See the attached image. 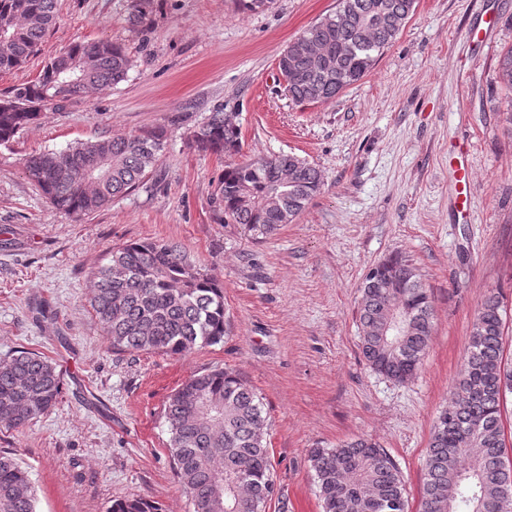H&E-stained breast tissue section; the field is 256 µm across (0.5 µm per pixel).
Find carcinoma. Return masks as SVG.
Masks as SVG:
<instances>
[{"label": "carcinoma", "mask_w": 512, "mask_h": 512, "mask_svg": "<svg viewBox=\"0 0 512 512\" xmlns=\"http://www.w3.org/2000/svg\"><path fill=\"white\" fill-rule=\"evenodd\" d=\"M153 0H131L128 21L147 20ZM57 0H0V70L37 54L57 20ZM415 0H339L288 44L278 67L298 103L336 99V76H365L393 44ZM126 49L105 40L76 42L43 67L38 77L0 99V144L38 120L42 109L82 94L73 80L115 85L128 77ZM498 81L512 89V49L499 59ZM166 131L80 142L65 151L29 156L25 172L56 210L74 217L93 214L142 185L164 147ZM190 146L216 156L240 153L238 128L218 108L193 131ZM322 182L315 166L293 154L255 158L224 167L217 190L224 222L252 237H270L291 223ZM382 274L403 277L390 292L365 277L359 311L360 350L375 372L398 382L412 377L427 352L434 308L417 267L395 252ZM91 307L112 347L175 355L199 344H216L226 329L224 295L217 279L170 242H130L112 251L101 267ZM406 316L405 336L375 332L391 309ZM504 307L492 293L480 304L453 398L441 411L430 439L421 512H512V458L502 405L512 394V363L504 359ZM62 388L57 365L34 352L0 360V423L25 426L49 411ZM173 469L190 497L192 512H266L275 481L266 443L263 404L233 371L196 374L165 405ZM309 459L323 512H409L399 468L370 437L333 449L311 448ZM0 512H36L27 470L0 453ZM111 512H161L132 497Z\"/></svg>", "instance_id": "carcinoma-1"}]
</instances>
